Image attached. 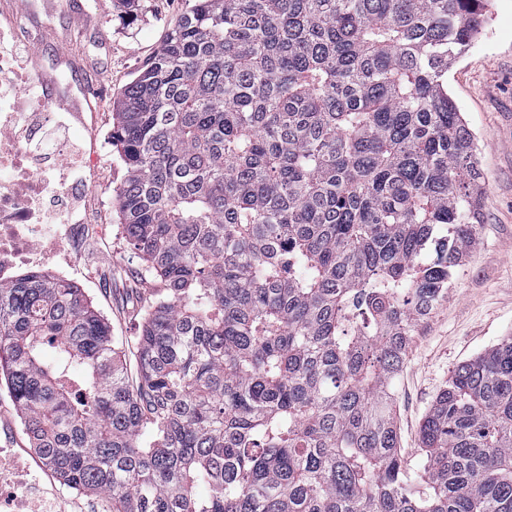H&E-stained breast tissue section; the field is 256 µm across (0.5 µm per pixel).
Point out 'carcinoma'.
<instances>
[{
  "label": "carcinoma",
  "instance_id": "obj_1",
  "mask_svg": "<svg viewBox=\"0 0 512 512\" xmlns=\"http://www.w3.org/2000/svg\"><path fill=\"white\" fill-rule=\"evenodd\" d=\"M488 0H190L112 114L160 281L135 370L73 283H0V381L112 512H512V337L401 453L391 386L481 223L448 69Z\"/></svg>",
  "mask_w": 512,
  "mask_h": 512
}]
</instances>
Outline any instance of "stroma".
Listing matches in <instances>:
<instances>
[{"instance_id":"stroma-1","label":"stroma","mask_w":512,"mask_h":512,"mask_svg":"<svg viewBox=\"0 0 512 512\" xmlns=\"http://www.w3.org/2000/svg\"><path fill=\"white\" fill-rule=\"evenodd\" d=\"M185 8L186 0H135L129 7L122 0H0V13H17L28 32L45 34L38 47L45 68L85 95L68 125L91 160L77 186L88 235L68 253L70 272L127 347L140 334L139 311L157 282L143 274L119 224L115 193L125 166L113 144L112 110ZM448 90L475 137L485 192L474 245L449 297L417 325L394 384L400 446L410 459L420 454V426L454 370L512 336V0H490L483 33L448 71ZM0 451L42 471V491L51 494L58 478L32 448L3 384Z\"/></svg>"}]
</instances>
